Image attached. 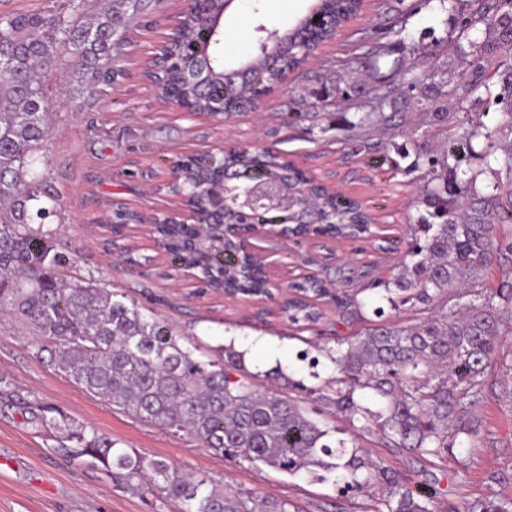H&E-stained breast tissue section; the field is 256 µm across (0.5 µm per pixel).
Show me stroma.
I'll return each mask as SVG.
<instances>
[{
    "instance_id": "1",
    "label": "stroma",
    "mask_w": 512,
    "mask_h": 512,
    "mask_svg": "<svg viewBox=\"0 0 512 512\" xmlns=\"http://www.w3.org/2000/svg\"><path fill=\"white\" fill-rule=\"evenodd\" d=\"M310 0H234L226 11L221 38L225 52L247 57L256 50L262 29L285 30L303 16ZM130 17L116 64L120 76L109 84L82 88L66 68L48 75L46 87L56 112L46 144L44 176L57 190L62 211L57 226L83 275L105 280L113 291L139 305L141 312L169 323L179 343L196 357L212 358L219 346L234 345L245 354L246 367L257 382L280 394L291 392L285 378L301 384L297 396L330 426L346 429L320 398L325 380L334 375L328 360L318 367L299 361L308 342L334 344L354 330L338 322L331 298L318 300L323 317L306 329L287 315L263 313L256 304L220 294L199 295L192 281L173 270L156 242L151 221L156 213L182 214L185 201L154 193L153 183L170 178L183 156L220 155L242 142L279 153L328 188L366 204L376 217L380 236H406L405 218L418 215L411 202L420 184L415 175L383 177L373 156L356 154L343 138L355 118L350 102L336 87L367 83L363 66L346 64L347 46L360 28L405 27L413 37L434 33L441 38L435 79L455 94L465 92L460 70L444 39L451 30L450 14L438 0H366L359 17L316 57L289 74L259 103L256 111L213 117L188 112L157 92L143 76L148 61L165 40L181 0H142ZM307 111L306 120L291 118L290 100ZM140 213L141 223L121 231L109 229L113 211ZM125 240L143 256L133 267L112 248ZM276 260L273 280L312 276L343 290L349 277L370 266L393 264L398 253L379 251L376 243L339 240L326 247L285 238L260 240ZM40 339L10 316H0V512H177L174 503L127 492L120 482L96 467L71 460L49 447L36 416L42 405L55 406L72 418L112 436L123 448L163 458L192 473H207L225 486L283 502L296 512H356L366 498L341 487L313 481L306 474L288 476L275 470L256 471L234 464L113 410L59 372L40 351ZM479 431L477 446H456L446 469L389 448L373 451L384 467L441 504L495 495L512 496V335L495 351L485 373V395L472 412ZM468 471H461L460 461Z\"/></svg>"
}]
</instances>
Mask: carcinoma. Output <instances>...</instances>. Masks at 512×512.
<instances>
[{
    "mask_svg": "<svg viewBox=\"0 0 512 512\" xmlns=\"http://www.w3.org/2000/svg\"><path fill=\"white\" fill-rule=\"evenodd\" d=\"M82 2L70 0L69 15H0V60L8 61L0 66V313L40 336L50 361L89 394L173 436L255 469L305 472L357 492L373 484L389 488L365 512H437L434 498L415 493L401 475L374 460L371 449L401 448L443 468L457 441L477 446L469 415L484 390L491 356L502 336L512 334V280L496 286L487 280L493 267L512 262V0H439L451 5L458 29L453 52L466 81L464 96L435 81L438 45L417 41L402 28L365 30L351 48L350 61L369 67L377 92L365 97L358 84L336 88L358 114L346 140L376 155L395 176L421 173L424 185L413 206L424 207V214L410 225L407 249L396 264L370 270V287L382 293L398 319L386 320L378 306V323L336 348L316 346V356L300 354L314 368L322 356L334 365L336 376L325 382L323 399L348 421L347 440L333 438L336 430L310 416L301 400L259 390L244 353L233 346L198 360L169 324L114 299L104 280L69 275L73 258L52 228L59 195L40 173L53 116L46 75L68 65L89 84L111 82L119 74L114 50L127 12L140 9V0H113L88 18L80 15ZM361 8L360 0H312L305 15L278 32L288 55L253 56L258 72L276 82L283 68L299 63L294 31L304 33L306 48L315 51ZM317 12L323 23L312 27L307 21ZM171 56L165 83L180 82L178 66L184 62L210 76L208 99L192 86L183 89L199 110L221 98L233 109L242 106L240 89L224 85L219 50L198 56L181 40L171 45ZM450 103L477 117L494 106L495 124L490 128L478 120L451 131ZM398 118L421 132L422 141H413L411 150L390 134ZM480 138L484 146L478 151L474 141ZM408 158L401 166L399 160ZM224 164L276 175L273 160L259 163L235 150L224 153ZM487 172L492 180L481 188L478 178ZM317 193L322 208L315 220L350 237L371 230L373 218L361 203ZM189 234L174 224L159 229L173 270L200 265L206 288L211 269L234 260L219 256L220 245L202 256L186 251L181 240ZM298 288L302 299L283 303L284 312L294 325L314 323L321 312L308 299L323 296L319 281L309 279ZM364 291L349 281L346 297L337 302L342 318L364 316ZM367 395L378 401L377 410L364 406ZM41 411L38 425L58 450L90 460L134 495L175 501L179 512H287L283 503L120 448L59 408ZM450 510L512 512V497L465 500Z\"/></svg>",
    "mask_w": 512,
    "mask_h": 512,
    "instance_id": "cac0c4a2",
    "label": "carcinoma"
}]
</instances>
